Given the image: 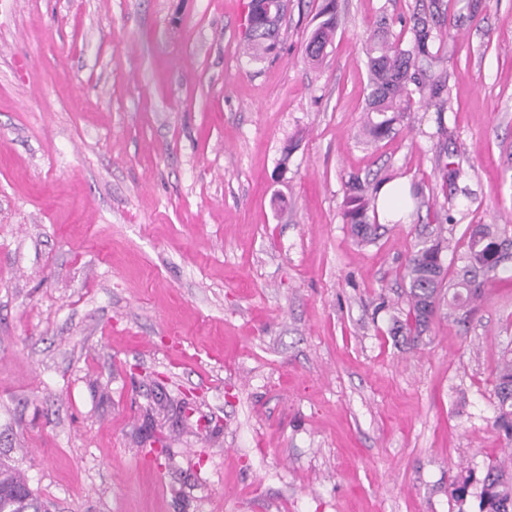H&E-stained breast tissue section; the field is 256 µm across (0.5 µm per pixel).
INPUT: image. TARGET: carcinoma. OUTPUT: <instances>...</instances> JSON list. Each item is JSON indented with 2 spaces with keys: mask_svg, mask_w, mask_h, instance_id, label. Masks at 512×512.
<instances>
[{
  "mask_svg": "<svg viewBox=\"0 0 512 512\" xmlns=\"http://www.w3.org/2000/svg\"><path fill=\"white\" fill-rule=\"evenodd\" d=\"M288 0H263L252 7L248 35L256 53L261 54L275 45L278 27L275 16L286 12ZM323 20L312 32L306 46V56L319 62L336 29L337 18L333 4H326L321 12ZM451 32L433 27L428 20L419 18L415 25V42L409 49L390 39L388 24H380L377 33L366 46L367 66L371 92L366 108L367 117L362 134L368 143L389 136L403 121L409 108L410 85H422L415 62L420 59L433 62ZM371 198L368 184L358 177L348 183L344 216L354 233L368 238L372 225L366 223V212ZM501 239L498 231L486 224L479 225L469 236L464 264L456 273V291L452 301L469 302L478 297L481 278L497 274L501 262H489L487 244ZM442 242L421 244L413 251L405 267L407 296L410 302L406 322L400 328L415 336L429 327L441 300L444 267L441 261ZM494 395L497 400L493 427L512 440V357L503 358L495 375ZM479 485V512H512V469L498 462H489L483 476L472 473L462 476L452 487L451 495L465 503L472 485ZM0 512H46L45 504L27 485L22 471L7 460H0Z\"/></svg>",
  "mask_w": 512,
  "mask_h": 512,
  "instance_id": "cac0c4a2",
  "label": "carcinoma"
}]
</instances>
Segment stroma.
Returning a JSON list of instances; mask_svg holds the SVG:
<instances>
[{"label": "stroma", "mask_w": 512, "mask_h": 512, "mask_svg": "<svg viewBox=\"0 0 512 512\" xmlns=\"http://www.w3.org/2000/svg\"><path fill=\"white\" fill-rule=\"evenodd\" d=\"M0 0V459L52 512H475L512 257L418 341L404 267L470 230L512 240V0ZM451 29L441 98L375 145L363 47L380 20ZM460 168L443 177V163ZM410 184L363 242L351 176ZM270 5H273V7L271 8V14L268 15ZM287 7V0H271L267 3L261 1L252 7L248 35L256 55L271 49L275 45L278 27L273 16L282 13L283 17ZM324 19L312 32L306 46V56L312 63H318L324 56V50L336 29L337 18L333 3H327L321 12Z\"/></svg>", "instance_id": "obj_1"}]
</instances>
